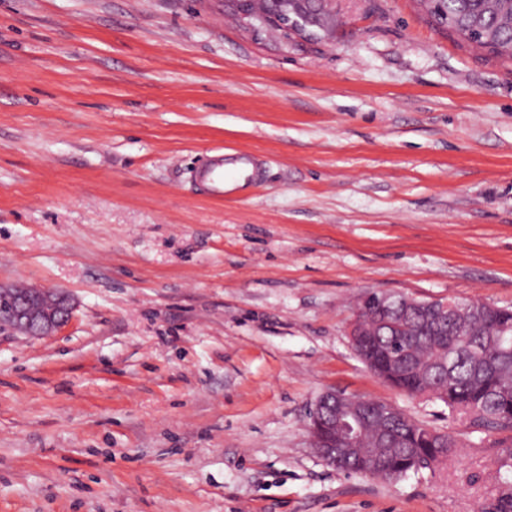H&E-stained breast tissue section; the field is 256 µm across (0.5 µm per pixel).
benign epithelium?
Instances as JSON below:
<instances>
[{
    "instance_id": "1",
    "label": "benign epithelium",
    "mask_w": 512,
    "mask_h": 512,
    "mask_svg": "<svg viewBox=\"0 0 512 512\" xmlns=\"http://www.w3.org/2000/svg\"><path fill=\"white\" fill-rule=\"evenodd\" d=\"M373 303L383 312L395 310L397 301L388 293L370 294ZM404 315L429 319L446 318L457 321L462 314V302L442 298L405 299ZM73 316V306L66 293L59 290H36L0 286V327L25 336H50L66 326ZM372 320L359 310L349 325L348 336L360 347V356L368 359L371 350ZM352 398L334 389L323 392L316 401V416L309 429L313 449L328 466H336L341 453L355 446L356 434L374 420L380 434L386 435L390 425L401 417V410L380 401L371 416L351 414L348 403Z\"/></svg>"
}]
</instances>
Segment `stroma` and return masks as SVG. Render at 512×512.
Wrapping results in <instances>:
<instances>
[{
  "mask_svg": "<svg viewBox=\"0 0 512 512\" xmlns=\"http://www.w3.org/2000/svg\"><path fill=\"white\" fill-rule=\"evenodd\" d=\"M281 45L216 0H0V283L70 323L0 330V512H476L493 438L374 376L366 291L512 306V62L417 0H335ZM247 153L224 200L194 171ZM455 456L397 481L312 450L327 389ZM372 320L367 317L363 311L357 310L356 315L349 325L348 336L351 344H357L360 347V356L368 360V354L371 350Z\"/></svg>",
  "mask_w": 512,
  "mask_h": 512,
  "instance_id": "1",
  "label": "stroma"
}]
</instances>
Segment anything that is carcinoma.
Segmentation results:
<instances>
[{
	"label": "carcinoma",
	"mask_w": 512,
	"mask_h": 512,
	"mask_svg": "<svg viewBox=\"0 0 512 512\" xmlns=\"http://www.w3.org/2000/svg\"><path fill=\"white\" fill-rule=\"evenodd\" d=\"M438 26L493 56L512 61V0H422ZM412 318L393 316L376 327L375 340L385 357L377 376L410 397L435 399L470 419L495 440L498 491L491 509L512 512V309L497 307L476 318L470 335L453 325L433 334L412 336ZM380 446L377 432L361 434L355 454L377 462L390 481L422 468L434 469L453 456L456 439L411 421Z\"/></svg>",
	"instance_id": "1"
}]
</instances>
